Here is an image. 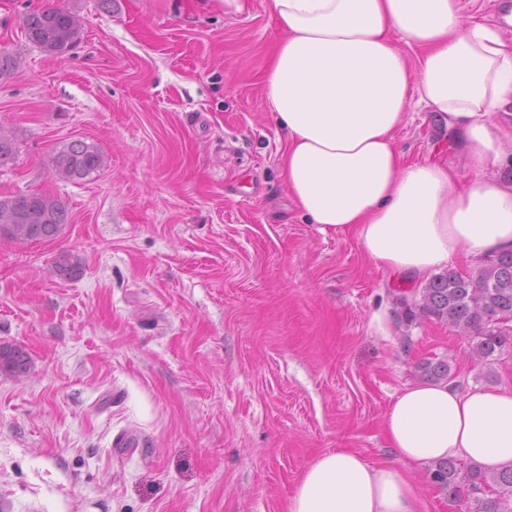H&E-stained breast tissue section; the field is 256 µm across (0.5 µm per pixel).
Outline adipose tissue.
Instances as JSON below:
<instances>
[{"label":"adipose tissue","instance_id":"adipose-tissue-1","mask_svg":"<svg viewBox=\"0 0 512 512\" xmlns=\"http://www.w3.org/2000/svg\"><path fill=\"white\" fill-rule=\"evenodd\" d=\"M280 38L264 76L285 139L281 171L324 233H349L394 273L427 277L512 248V42L458 0H267ZM422 52L411 63L407 49ZM424 106L476 173L409 163L395 143ZM383 427L397 462L321 454L287 512H424L408 466L446 458L512 464V390L409 384Z\"/></svg>","mask_w":512,"mask_h":512}]
</instances>
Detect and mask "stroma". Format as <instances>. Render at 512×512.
Here are the masks:
<instances>
[{"label": "stroma", "instance_id": "obj_1", "mask_svg": "<svg viewBox=\"0 0 512 512\" xmlns=\"http://www.w3.org/2000/svg\"><path fill=\"white\" fill-rule=\"evenodd\" d=\"M0 0V128L19 151L0 198L49 193L51 240L0 239V512H286L322 453L391 458L384 413L447 362L460 388H512V348L480 360L448 324L407 319L401 281L346 234L321 233L286 191L284 138L262 87L278 36L265 0ZM78 16L67 55L24 17ZM446 133L411 107L408 159ZM82 141L98 174H54ZM69 252L78 277H59ZM26 357L24 352L12 345L0 346V371L5 373H24Z\"/></svg>", "mask_w": 512, "mask_h": 512}]
</instances>
